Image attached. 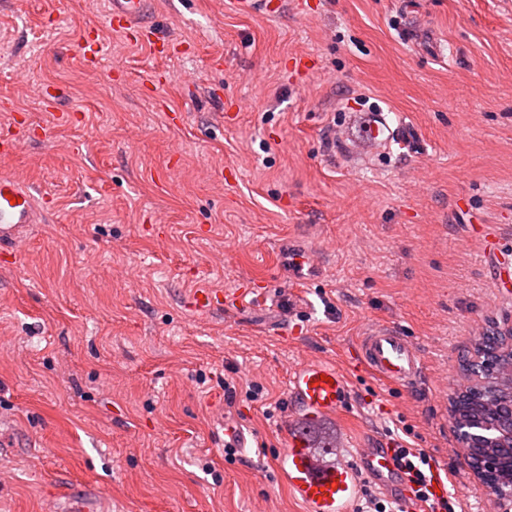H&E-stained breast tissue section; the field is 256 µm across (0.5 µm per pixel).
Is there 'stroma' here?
I'll list each match as a JSON object with an SVG mask.
<instances>
[{
  "instance_id": "1",
  "label": "stroma",
  "mask_w": 512,
  "mask_h": 512,
  "mask_svg": "<svg viewBox=\"0 0 512 512\" xmlns=\"http://www.w3.org/2000/svg\"><path fill=\"white\" fill-rule=\"evenodd\" d=\"M105 9L0 0V136L32 126L6 165L49 198L0 265V512L67 489L97 512H304L276 468L289 368L377 323L421 353L417 386L354 374L320 429L350 452L406 438L481 512L448 399L475 339L512 328V0H150L166 56ZM357 104L398 131L364 166L329 145ZM247 280L259 299L186 308Z\"/></svg>"
}]
</instances>
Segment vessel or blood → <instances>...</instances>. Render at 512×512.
Masks as SVG:
<instances>
[{"label": "vessel or blood", "instance_id": "vessel-or-blood-1", "mask_svg": "<svg viewBox=\"0 0 512 512\" xmlns=\"http://www.w3.org/2000/svg\"><path fill=\"white\" fill-rule=\"evenodd\" d=\"M147 12L148 0H107L110 27L129 38L150 39ZM355 127V133L344 130L340 136L349 139V154L358 160L388 148L395 136L380 112L367 113ZM18 144L15 138L0 142V253L9 256L18 254L30 225L42 223L46 213L29 183L4 165ZM252 289L249 283L233 293L200 289L193 293L189 307L195 313L209 314L238 304L241 295ZM356 360L358 367L382 382L404 387L416 382L423 368L422 356L411 340L385 326L360 338ZM287 391L294 408L284 417L287 445L277 459V470L305 512H354L367 480L383 491L389 490L392 476L408 485V477L396 467L392 447L358 448L350 456L336 448L312 447L309 423L340 416L351 396L346 369L332 363L299 362L290 370Z\"/></svg>", "mask_w": 512, "mask_h": 512}]
</instances>
